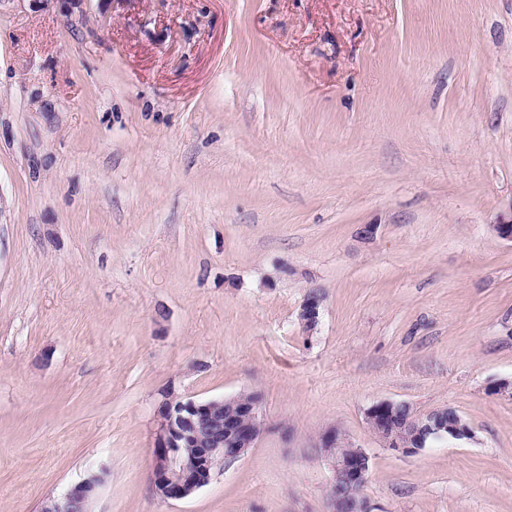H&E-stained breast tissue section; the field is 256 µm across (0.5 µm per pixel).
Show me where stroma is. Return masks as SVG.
<instances>
[{
	"instance_id": "35a3bbf8",
	"label": "stroma",
	"mask_w": 512,
	"mask_h": 512,
	"mask_svg": "<svg viewBox=\"0 0 512 512\" xmlns=\"http://www.w3.org/2000/svg\"><path fill=\"white\" fill-rule=\"evenodd\" d=\"M509 216L512 0H0V512H330L331 427L371 512H512ZM167 389L263 395L179 501ZM379 400L476 439L397 454ZM322 298L314 292L308 293L303 299L298 318L306 328H315L320 320ZM102 481V475L91 474L72 485L62 496L44 500L39 512H90L89 505Z\"/></svg>"
}]
</instances>
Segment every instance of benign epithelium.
<instances>
[{"instance_id": "1", "label": "benign epithelium", "mask_w": 512, "mask_h": 512, "mask_svg": "<svg viewBox=\"0 0 512 512\" xmlns=\"http://www.w3.org/2000/svg\"><path fill=\"white\" fill-rule=\"evenodd\" d=\"M321 306L318 294L305 296L298 313L304 327L318 325ZM260 412L258 404L238 394L197 399L164 392L151 472L156 494L164 501L183 500L208 486L255 446L261 433ZM365 418L385 446L402 455L475 439L470 425L448 407L421 413L405 402L381 400L367 408ZM319 447L331 472V487L343 489L331 499L332 512H369L363 495L371 476L368 454L334 427L324 432ZM102 481V475L91 474L62 496L44 500L39 512H90Z\"/></svg>"}]
</instances>
